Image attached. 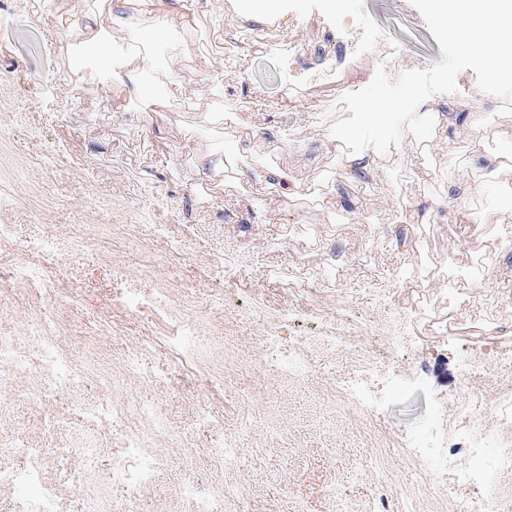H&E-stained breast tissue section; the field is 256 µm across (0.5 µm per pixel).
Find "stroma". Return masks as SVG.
I'll use <instances>...</instances> for the list:
<instances>
[{
    "label": "stroma",
    "mask_w": 512,
    "mask_h": 512,
    "mask_svg": "<svg viewBox=\"0 0 512 512\" xmlns=\"http://www.w3.org/2000/svg\"><path fill=\"white\" fill-rule=\"evenodd\" d=\"M97 5L0 0V224L21 239L84 240L49 268L52 297L0 280V335L36 351L24 327L51 309L62 350L87 369L47 397L36 375L0 380V463L41 449L58 512H83L89 487L132 512H193L178 494L189 472L208 493L232 491L228 512H378L383 498L389 512H460L476 489L421 473L409 451L438 450L463 366L489 426L512 393V232L492 221L512 208V172L470 162L478 147L512 151V116L465 70L457 92L431 99L441 124L466 106L451 150L406 131L400 164L353 176L326 147L347 115L341 96L378 66L394 79L442 59L410 0H348L342 12L281 0L258 22L244 0H221L155 45L180 57L186 93L152 112L62 55ZM216 66L222 79L207 85ZM205 152L232 156L235 174L198 169ZM257 161L283 182L256 183ZM132 288L165 291L168 310L129 311ZM176 319L199 330L185 367ZM271 336L284 351L306 341V374L273 370ZM146 340L142 374L126 375L123 358ZM116 396L167 418L155 438L167 464L134 494L113 483L112 462L138 420L104 428L75 413ZM203 409L216 428L198 426ZM223 433L240 437L241 458L218 462ZM87 440L95 460L70 456Z\"/></svg>",
    "instance_id": "35a3bbf8"
}]
</instances>
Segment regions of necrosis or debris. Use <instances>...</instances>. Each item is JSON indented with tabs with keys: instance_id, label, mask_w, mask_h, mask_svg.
Instances as JSON below:
<instances>
[{
	"instance_id": "4bbe7bcc",
	"label": "necrosis or debris",
	"mask_w": 512,
	"mask_h": 512,
	"mask_svg": "<svg viewBox=\"0 0 512 512\" xmlns=\"http://www.w3.org/2000/svg\"><path fill=\"white\" fill-rule=\"evenodd\" d=\"M27 335L38 342L37 354H28L15 337L0 336V368L14 373L46 377L49 392L60 387H71L81 381L82 367L74 365L63 353L57 336L54 315L45 311L26 329ZM79 416L96 425H117L134 418L149 425V432L131 430L123 437L125 452L114 462L112 476L115 482L136 492L154 483L163 468V457L150 449L151 433L164 430L166 417L157 406L147 401L115 400L100 407H80ZM457 415L462 418L470 438L469 464H460L455 455L440 450L437 455L441 470L453 471L459 478L473 484L477 500L470 503L467 512H501L505 500L495 481L496 474L512 471V439L490 441L486 424L471 412L468 402H459ZM25 467H0V485L23 490L22 502L26 512H57L55 496L47 484L41 451L29 449Z\"/></svg>"
}]
</instances>
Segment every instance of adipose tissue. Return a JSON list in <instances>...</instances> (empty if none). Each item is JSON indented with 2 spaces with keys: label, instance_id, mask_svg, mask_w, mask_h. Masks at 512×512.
I'll return each instance as SVG.
<instances>
[{
  "label": "adipose tissue",
  "instance_id": "1",
  "mask_svg": "<svg viewBox=\"0 0 512 512\" xmlns=\"http://www.w3.org/2000/svg\"><path fill=\"white\" fill-rule=\"evenodd\" d=\"M130 0H102L83 21L86 32L84 50L65 47L64 52L73 68L98 67L110 78L118 80L127 92L146 102L151 110H161L182 92L178 79L179 60L171 56L158 59L149 53H132L126 48L125 31L138 28L137 18L127 12ZM163 70L166 81L162 89H154L142 81L144 74Z\"/></svg>",
  "mask_w": 512,
  "mask_h": 512
}]
</instances>
